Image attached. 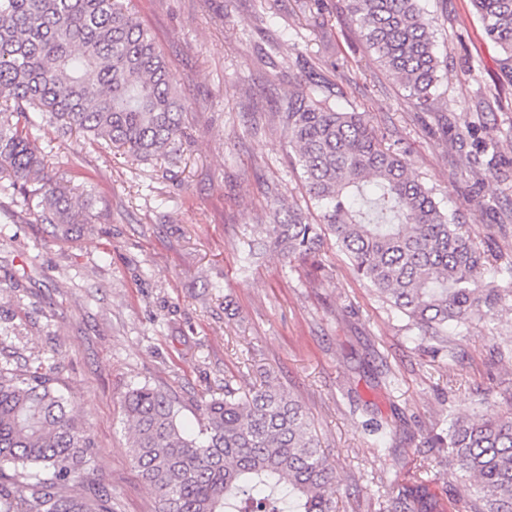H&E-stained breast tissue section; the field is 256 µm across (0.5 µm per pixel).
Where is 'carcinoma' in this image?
<instances>
[{
  "instance_id": "carcinoma-1",
  "label": "carcinoma",
  "mask_w": 512,
  "mask_h": 512,
  "mask_svg": "<svg viewBox=\"0 0 512 512\" xmlns=\"http://www.w3.org/2000/svg\"><path fill=\"white\" fill-rule=\"evenodd\" d=\"M512 82V0H471ZM370 53L422 112L433 110L440 61L435 20L421 0H347ZM314 88L276 106L322 223L300 213L260 226L265 246L290 263L313 259L331 235L354 274L423 335L498 316L507 289L483 278L498 254L477 243L433 192L411 177L395 145L366 112H338ZM0 195L19 200L68 240L94 196L74 202L48 175L32 115L64 137L151 161L180 151L187 101L165 57L125 0H0ZM133 466L155 512H336L343 488L302 405L280 385L234 388L212 398L190 434L168 393H127ZM448 465L467 480L470 512H512V413L456 416ZM94 442L63 391L56 367H21L0 355V512H118L102 485ZM383 512H444L417 478L393 488Z\"/></svg>"
}]
</instances>
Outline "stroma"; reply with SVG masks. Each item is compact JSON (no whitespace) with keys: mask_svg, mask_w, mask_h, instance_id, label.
Segmentation results:
<instances>
[{"mask_svg":"<svg viewBox=\"0 0 512 512\" xmlns=\"http://www.w3.org/2000/svg\"><path fill=\"white\" fill-rule=\"evenodd\" d=\"M441 61L437 102L420 112L368 53L345 0H130L190 108L176 158L135 160L87 137L35 133L52 176L80 196L88 223L55 239L32 211L0 196V323L18 360L58 357V375L94 443L102 484L120 512H155L133 468L123 401L166 391L196 430L225 381L284 386L336 461L339 512H379L394 484L426 479L469 512L447 451L426 439L451 417L512 410V296L496 320L420 335L353 273L326 238L322 271L257 248L259 225L298 211L318 223L288 137L274 115L312 66L340 111L368 113L482 246L500 252L486 279L512 289V82L470 0H423ZM490 131L475 152L455 129ZM397 428L399 460L363 428Z\"/></svg>","mask_w":512,"mask_h":512,"instance_id":"obj_1","label":"stroma"}]
</instances>
